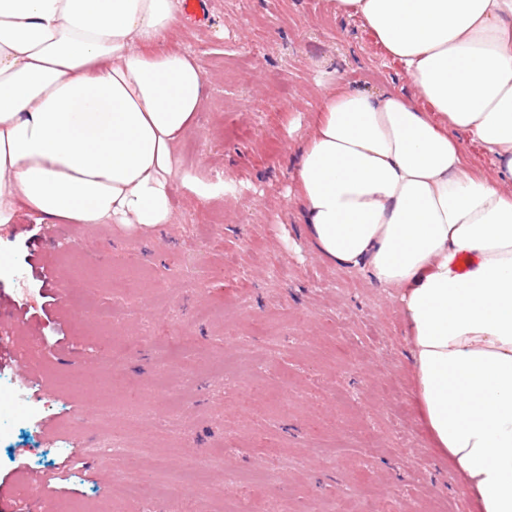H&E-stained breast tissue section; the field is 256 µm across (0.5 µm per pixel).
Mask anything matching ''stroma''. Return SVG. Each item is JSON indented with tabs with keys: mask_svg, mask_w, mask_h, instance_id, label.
<instances>
[{
	"mask_svg": "<svg viewBox=\"0 0 512 512\" xmlns=\"http://www.w3.org/2000/svg\"><path fill=\"white\" fill-rule=\"evenodd\" d=\"M170 43L206 80L178 172L224 195L175 184L172 223L148 232L25 213L0 228V322L27 314L19 341L48 387L23 397L0 371V480L28 496L79 444L35 512H160L184 480L193 512H472L415 404L396 289L313 249L293 178L316 80L410 97L408 76L326 0H203ZM237 473L256 484L227 486Z\"/></svg>",
	"mask_w": 512,
	"mask_h": 512,
	"instance_id": "stroma-1",
	"label": "stroma"
}]
</instances>
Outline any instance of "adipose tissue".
Wrapping results in <instances>:
<instances>
[{"instance_id":"ef3b65f1","label":"adipose tissue","mask_w":512,"mask_h":512,"mask_svg":"<svg viewBox=\"0 0 512 512\" xmlns=\"http://www.w3.org/2000/svg\"><path fill=\"white\" fill-rule=\"evenodd\" d=\"M416 95L320 82L295 162L324 257L399 291L415 402L474 512H512V0H327ZM183 0H0V227L172 223L205 93ZM467 134L493 177L473 174Z\"/></svg>"}]
</instances>
